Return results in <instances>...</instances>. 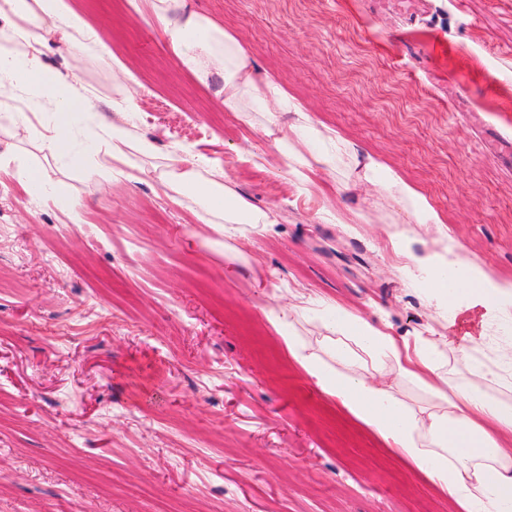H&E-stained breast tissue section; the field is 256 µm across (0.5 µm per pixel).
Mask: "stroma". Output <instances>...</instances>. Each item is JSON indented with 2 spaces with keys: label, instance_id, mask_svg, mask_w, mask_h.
Returning <instances> with one entry per match:
<instances>
[{
  "label": "stroma",
  "instance_id": "stroma-1",
  "mask_svg": "<svg viewBox=\"0 0 512 512\" xmlns=\"http://www.w3.org/2000/svg\"><path fill=\"white\" fill-rule=\"evenodd\" d=\"M79 6L109 50L77 62L78 33L48 32L47 72L74 73L104 124L133 97L130 133L157 152L119 166L77 121L90 173L0 128V512H457L315 386L268 314L306 301L400 341L448 335L423 273L403 272L405 227L414 249L456 241L512 279V0H180L414 185L440 229L346 156L307 153V190L282 178L273 136L296 113L225 111L223 80L181 67L151 0ZM174 157L203 159L267 223H200L162 186ZM20 161L52 190L20 182Z\"/></svg>",
  "mask_w": 512,
  "mask_h": 512
}]
</instances>
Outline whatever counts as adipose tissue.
<instances>
[{"mask_svg":"<svg viewBox=\"0 0 512 512\" xmlns=\"http://www.w3.org/2000/svg\"><path fill=\"white\" fill-rule=\"evenodd\" d=\"M15 18L0 39V97L12 98L22 90L34 91L39 107L38 134L44 150L54 157H67L87 165V154L73 150L69 119L87 112L85 98L70 76L48 78L40 54L19 56L20 47L40 43L46 29L64 24L80 30L83 40L69 46L71 55L103 48L101 35L69 0H0ZM176 0H155L153 19L167 35L181 66L194 74L210 68L224 81V108L241 111L246 100L258 103L268 118L280 112H295L298 125L276 140L281 156L280 174L303 183L307 176L304 149L316 124L298 104L291 102L273 80L255 83L251 64L239 43L212 22L174 13ZM114 160L131 164L133 157H150L153 143L135 139L124 124L115 123L101 132ZM359 163L366 179L382 186L413 208L423 224L440 223L437 211L424 196L376 157L362 155ZM177 195L201 199L199 220L204 224L266 223L264 212L233 194L222 184L206 181L195 166H176L164 181ZM410 234H399L398 244L408 250L411 269L429 272L428 293L438 313L456 316L473 307L483 308L493 324L512 323V280L493 277L470 262L465 247L453 243L440 253L410 252ZM290 310L276 313L285 327L282 339L292 358L316 385L340 407L380 436L432 483L465 506L466 512H512V400L494 399L489 389L502 386L512 376V346L481 357L475 347L453 342L447 336H419L413 344L399 345L388 333L343 312L322 329L337 340L326 354L309 351L299 337L289 333ZM467 369L457 382L449 378V358ZM413 384L430 390L447 409L423 414L412 410L394 391V384Z\"/></svg>","mask_w":512,"mask_h":512,"instance_id":"adipose-tissue-1","label":"adipose tissue"}]
</instances>
